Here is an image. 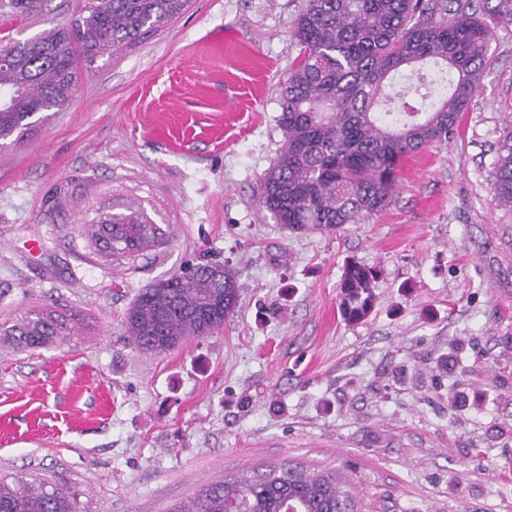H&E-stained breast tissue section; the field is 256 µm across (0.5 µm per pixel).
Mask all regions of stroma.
<instances>
[{"label": "stroma", "mask_w": 512, "mask_h": 512, "mask_svg": "<svg viewBox=\"0 0 512 512\" xmlns=\"http://www.w3.org/2000/svg\"><path fill=\"white\" fill-rule=\"evenodd\" d=\"M82 0H0V45L71 28ZM300 0H189L129 48L80 62L70 103L0 148V479L43 480L78 512H172L232 475L335 473L349 512H512V208L492 190L512 122V25L449 143L410 157L385 209L332 231L261 211L282 146L281 87ZM144 210L137 257L95 245L100 217ZM238 274L223 329L161 355L128 340L140 288L200 259ZM379 267L360 322L339 312L347 260ZM57 311L37 349L7 331ZM461 341L453 413L436 361Z\"/></svg>", "instance_id": "1"}]
</instances>
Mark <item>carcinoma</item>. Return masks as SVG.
<instances>
[{"label":"carcinoma","mask_w":512,"mask_h":512,"mask_svg":"<svg viewBox=\"0 0 512 512\" xmlns=\"http://www.w3.org/2000/svg\"><path fill=\"white\" fill-rule=\"evenodd\" d=\"M186 0H84L72 30L49 29L0 48V148L24 138L70 101L77 55L92 62L132 45L181 13ZM512 23V0H301L291 22L299 55L281 88L284 143L262 178L259 207L274 223L331 231L378 213L391 201L405 160L444 145L478 91L493 26ZM495 198L512 207V127L497 143ZM99 224H125L112 254L156 245L162 229L141 211ZM380 270L356 261L341 276L348 322L373 309ZM240 301L238 274L203 260L140 289L126 310L130 339L159 355L224 327ZM63 322L37 313L15 325L19 348L62 335ZM335 475L284 463L242 473L196 494L173 512H348ZM0 512H77L64 489L44 481L0 480Z\"/></svg>","instance_id":"carcinoma-1"}]
</instances>
